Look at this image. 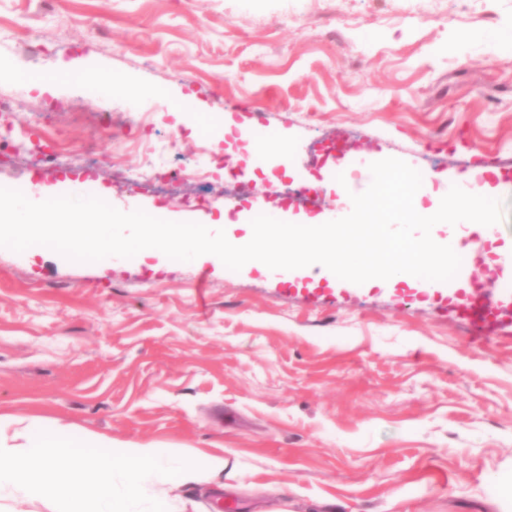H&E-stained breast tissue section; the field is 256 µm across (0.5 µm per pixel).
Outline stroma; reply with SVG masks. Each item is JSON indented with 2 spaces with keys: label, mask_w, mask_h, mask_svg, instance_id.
Segmentation results:
<instances>
[{
  "label": "stroma",
  "mask_w": 512,
  "mask_h": 512,
  "mask_svg": "<svg viewBox=\"0 0 512 512\" xmlns=\"http://www.w3.org/2000/svg\"><path fill=\"white\" fill-rule=\"evenodd\" d=\"M64 64L122 84H31ZM0 98V125L78 150L0 136V186L43 200L75 183L176 222L329 218L361 180L337 141L434 172L422 207L467 174L504 212L431 290L0 248V414L224 456L223 486L162 487L180 512H512V0H0ZM258 113L277 163H250ZM173 132L165 179L130 183L142 139ZM477 289L503 303L485 341L453 311Z\"/></svg>",
  "instance_id": "obj_1"
}]
</instances>
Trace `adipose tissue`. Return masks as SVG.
<instances>
[{
	"instance_id": "obj_1",
	"label": "adipose tissue",
	"mask_w": 512,
	"mask_h": 512,
	"mask_svg": "<svg viewBox=\"0 0 512 512\" xmlns=\"http://www.w3.org/2000/svg\"><path fill=\"white\" fill-rule=\"evenodd\" d=\"M225 466L223 457L199 451L174 456L105 435L67 437L0 414V512H24L47 491L50 512H176L166 500L149 499L150 488L205 484Z\"/></svg>"
}]
</instances>
